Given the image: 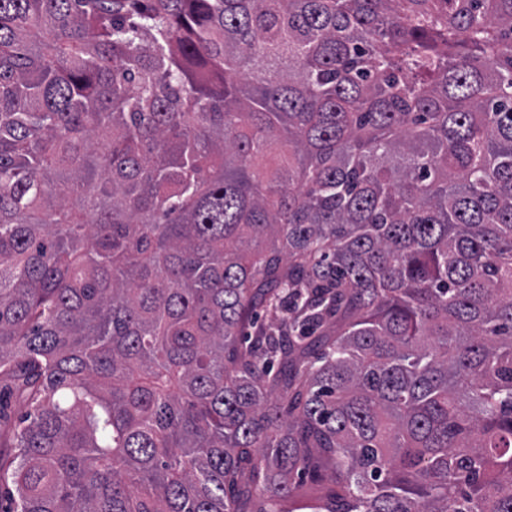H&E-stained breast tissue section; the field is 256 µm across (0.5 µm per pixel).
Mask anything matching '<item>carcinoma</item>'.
<instances>
[{"label":"carcinoma","mask_w":512,"mask_h":512,"mask_svg":"<svg viewBox=\"0 0 512 512\" xmlns=\"http://www.w3.org/2000/svg\"><path fill=\"white\" fill-rule=\"evenodd\" d=\"M2 379L10 512H512V0H0Z\"/></svg>","instance_id":"cac0c4a2"}]
</instances>
